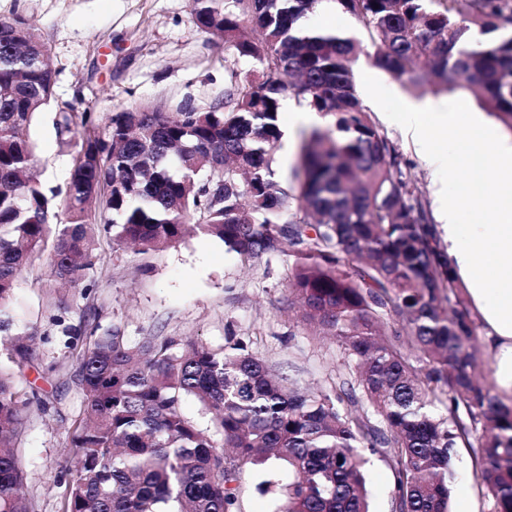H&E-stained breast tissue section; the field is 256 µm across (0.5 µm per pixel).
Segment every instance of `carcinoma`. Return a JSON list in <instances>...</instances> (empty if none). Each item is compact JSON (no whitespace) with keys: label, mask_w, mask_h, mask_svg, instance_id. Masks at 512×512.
<instances>
[{"label":"carcinoma","mask_w":512,"mask_h":512,"mask_svg":"<svg viewBox=\"0 0 512 512\" xmlns=\"http://www.w3.org/2000/svg\"><path fill=\"white\" fill-rule=\"evenodd\" d=\"M332 3L360 25L354 40L304 20ZM197 28L224 48V102L150 103L79 126L65 189L34 178L26 135L55 99L51 49L22 14L0 19V331L15 282L48 253L49 287L80 285L98 233L156 251L192 229L243 260L285 255L287 310L336 344V384L300 390L242 343L90 332L78 353L86 409L59 476L62 512H232L247 469L273 459L256 490L276 512H370L363 469L393 475L394 512H449L458 449L489 512H512V400L478 361V326L442 259L422 193L357 91L363 55L412 92H475L512 130V0H188ZM243 59L257 75L239 71ZM324 123L303 130L292 178L274 169L282 101ZM66 221L56 223L58 211ZM33 337L0 364V512H34L14 450L37 395L15 373ZM192 395L204 432L182 411Z\"/></svg>","instance_id":"1"}]
</instances>
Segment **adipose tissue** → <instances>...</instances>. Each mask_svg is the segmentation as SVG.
I'll list each match as a JSON object with an SVG mask.
<instances>
[{
    "label": "adipose tissue",
    "mask_w": 512,
    "mask_h": 512,
    "mask_svg": "<svg viewBox=\"0 0 512 512\" xmlns=\"http://www.w3.org/2000/svg\"><path fill=\"white\" fill-rule=\"evenodd\" d=\"M466 110L464 101L453 99L424 110L406 105L403 124L419 156L436 170L452 172L466 166L470 146ZM438 132L457 143L456 152L433 150ZM481 137L495 145L490 165L497 183L495 194L481 197L473 210L478 218L474 224H462L463 204L442 189L436 192L437 212L448 236V262L464 281L482 321L497 390L512 397V144L497 141L489 130Z\"/></svg>",
    "instance_id": "adipose-tissue-1"
}]
</instances>
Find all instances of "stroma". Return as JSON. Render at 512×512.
<instances>
[{
	"label": "stroma",
	"instance_id": "35a3bbf8",
	"mask_svg": "<svg viewBox=\"0 0 512 512\" xmlns=\"http://www.w3.org/2000/svg\"><path fill=\"white\" fill-rule=\"evenodd\" d=\"M24 14L52 48L56 105L30 127L40 178L65 186L71 145L54 128L56 110L92 112L100 119L151 102L175 111L179 104L220 103L228 77L224 54L195 26L188 0H0V18ZM358 91L373 118L397 145L405 173L434 204L437 187L467 198L472 183L492 193L486 168L438 172L422 161L402 123L413 97L366 60L355 64ZM96 259L83 285L49 293V262L36 257L18 276L9 306L10 334L35 336L36 355L17 374L21 392H38L50 411L27 412L18 440L29 474L24 487L35 512H61L58 475L69 465L74 422L85 407L76 380L80 328L120 329L132 345L147 337L192 340L220 350L229 340L274 365L300 385L331 387L335 344L311 336L297 315L284 312L287 256L242 261L223 241L200 233L147 253L113 244L99 234ZM450 505L458 512H487L467 451L455 460Z\"/></svg>",
	"mask_w": 512,
	"mask_h": 512
}]
</instances>
